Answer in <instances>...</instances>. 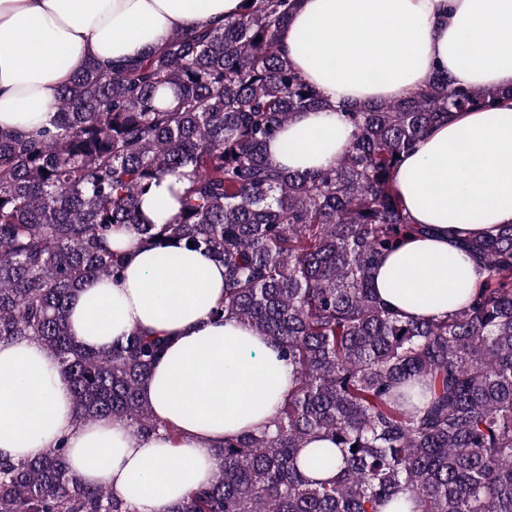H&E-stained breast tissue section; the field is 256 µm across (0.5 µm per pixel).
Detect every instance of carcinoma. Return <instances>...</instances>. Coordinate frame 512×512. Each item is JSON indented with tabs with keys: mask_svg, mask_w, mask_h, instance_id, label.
Listing matches in <instances>:
<instances>
[{
	"mask_svg": "<svg viewBox=\"0 0 512 512\" xmlns=\"http://www.w3.org/2000/svg\"><path fill=\"white\" fill-rule=\"evenodd\" d=\"M296 4L242 0L224 27L176 31L109 72L88 59L50 125L0 130V341L50 350L79 420L155 434L140 390L164 338L134 331L87 348L68 301L85 280L123 272L121 229L143 246L202 250L224 265L212 316L275 342L295 389L271 425L224 441L213 481L168 512H512V224L459 239L487 276L445 319L402 318L373 278L425 232L395 184L402 155L512 89L456 88L438 71L406 99L346 108L352 132L334 164L280 169L268 143L296 113L331 107L279 50ZM167 177L178 209L154 224L141 202ZM312 439L342 455L331 480L305 474ZM67 454L62 442L0 458V512H136L81 482Z\"/></svg>",
	"mask_w": 512,
	"mask_h": 512,
	"instance_id": "carcinoma-1",
	"label": "carcinoma"
}]
</instances>
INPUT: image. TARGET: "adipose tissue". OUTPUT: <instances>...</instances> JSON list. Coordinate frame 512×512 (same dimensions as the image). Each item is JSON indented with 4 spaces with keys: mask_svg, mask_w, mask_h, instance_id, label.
<instances>
[{
    "mask_svg": "<svg viewBox=\"0 0 512 512\" xmlns=\"http://www.w3.org/2000/svg\"><path fill=\"white\" fill-rule=\"evenodd\" d=\"M241 0H0V129L47 125L61 88L85 59L110 67L158 48L176 30L224 22ZM279 47L332 106L295 114L268 149L280 168L306 171L348 146L344 106L410 96L437 70L461 88H512V0H298ZM396 186L427 234L407 238L374 273L379 298L431 319L469 300L485 271L456 237L512 224V100L455 113L396 170ZM117 279L88 281L69 300L84 346L108 350L131 331L166 340L141 396L173 435H136L108 416L78 423L56 357L29 339L0 342V457L31 459L68 442L82 482L107 485L138 512H167L209 484L216 446L270 421L293 390L273 343L217 320L224 267L181 250L161 262L133 234Z\"/></svg>",
    "mask_w": 512,
    "mask_h": 512,
    "instance_id": "obj_1",
    "label": "adipose tissue"
}]
</instances>
